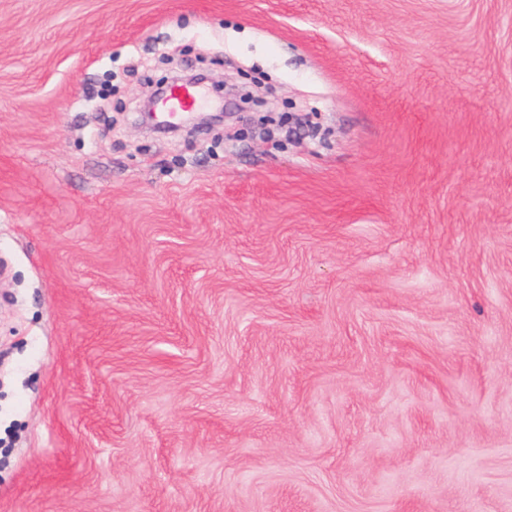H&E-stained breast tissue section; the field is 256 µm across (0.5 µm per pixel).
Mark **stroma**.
I'll use <instances>...</instances> for the list:
<instances>
[{
  "instance_id": "obj_1",
  "label": "stroma",
  "mask_w": 512,
  "mask_h": 512,
  "mask_svg": "<svg viewBox=\"0 0 512 512\" xmlns=\"http://www.w3.org/2000/svg\"><path fill=\"white\" fill-rule=\"evenodd\" d=\"M0 512H512V0H0ZM206 79L207 78L172 79L168 86L165 88L161 87L152 93L141 105L145 110V121L149 124L150 128L154 131L160 132L161 127L156 122V112L159 102L164 99L167 94L168 96L159 106L158 111L169 120H173L182 112L196 107L201 100L199 88L181 85L198 84L204 82Z\"/></svg>"
}]
</instances>
